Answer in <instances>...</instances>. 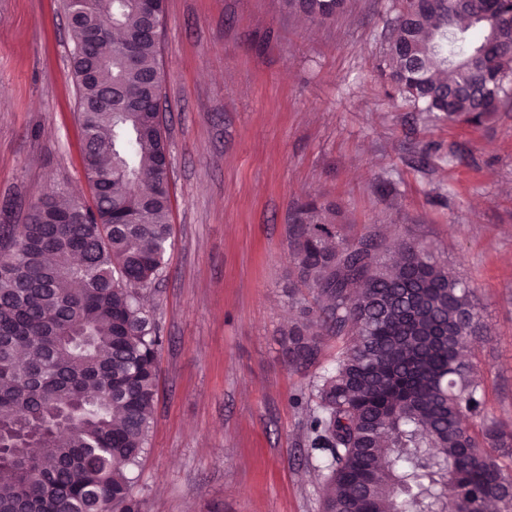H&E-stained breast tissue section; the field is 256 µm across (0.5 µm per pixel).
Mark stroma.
<instances>
[{
    "mask_svg": "<svg viewBox=\"0 0 512 512\" xmlns=\"http://www.w3.org/2000/svg\"><path fill=\"white\" fill-rule=\"evenodd\" d=\"M395 0L311 24L280 0H166L160 31L173 247L151 292L164 338L146 512H321L313 371L289 368L288 215L412 231L476 287L488 411L512 426V105L474 128L391 99ZM62 0H0V224L64 187L90 199ZM465 157L448 162L449 152Z\"/></svg>",
    "mask_w": 512,
    "mask_h": 512,
    "instance_id": "1",
    "label": "stroma"
}]
</instances>
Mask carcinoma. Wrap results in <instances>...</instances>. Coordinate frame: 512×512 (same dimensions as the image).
I'll use <instances>...</instances> for the list:
<instances>
[{
  "label": "carcinoma",
  "mask_w": 512,
  "mask_h": 512,
  "mask_svg": "<svg viewBox=\"0 0 512 512\" xmlns=\"http://www.w3.org/2000/svg\"><path fill=\"white\" fill-rule=\"evenodd\" d=\"M348 0H281L324 23ZM386 67L418 112L481 126L512 101V0H398ZM92 0L72 69L92 203L60 190L24 224L0 225V512H145L135 492L149 445L163 343L143 305L172 246L169 151L143 105L160 97V40L139 0ZM133 44L128 60L125 46ZM335 203L288 217L297 318L288 365L332 369L296 398L321 460L322 512H512V427L490 417L468 358L488 335L475 286L409 234L393 258L373 227L336 230ZM64 283H75L67 290Z\"/></svg>",
  "instance_id": "1"
}]
</instances>
